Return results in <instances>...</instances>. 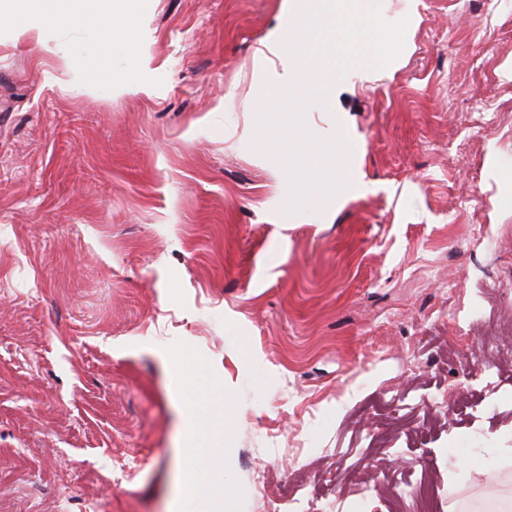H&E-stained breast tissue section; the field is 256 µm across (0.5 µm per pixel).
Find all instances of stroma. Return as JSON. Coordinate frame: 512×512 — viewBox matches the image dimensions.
Segmentation results:
<instances>
[{"label":"stroma","mask_w":512,"mask_h":512,"mask_svg":"<svg viewBox=\"0 0 512 512\" xmlns=\"http://www.w3.org/2000/svg\"><path fill=\"white\" fill-rule=\"evenodd\" d=\"M137 2L105 66L68 52L97 30L0 14V512H180L200 457L195 512L299 478L309 512L512 494V454L472 470L486 432L512 447V371L474 421L443 356L512 323V0H381L400 56L304 115L362 142L355 178L293 214L241 104L283 71L288 0Z\"/></svg>","instance_id":"stroma-1"}]
</instances>
